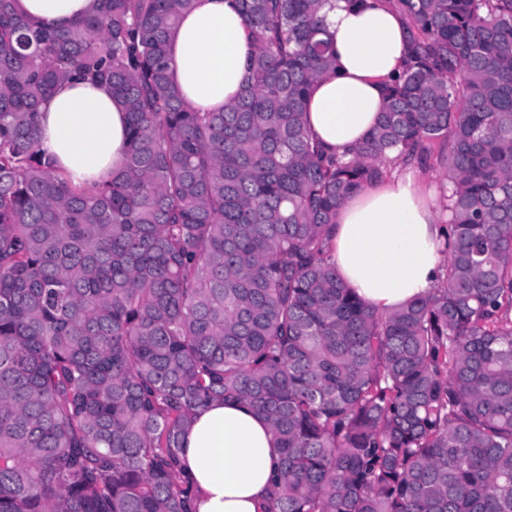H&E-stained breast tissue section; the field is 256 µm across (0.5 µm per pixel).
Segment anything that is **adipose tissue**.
Listing matches in <instances>:
<instances>
[{
    "instance_id": "adipose-tissue-1",
    "label": "adipose tissue",
    "mask_w": 512,
    "mask_h": 512,
    "mask_svg": "<svg viewBox=\"0 0 512 512\" xmlns=\"http://www.w3.org/2000/svg\"><path fill=\"white\" fill-rule=\"evenodd\" d=\"M93 0H16L35 21L63 25ZM335 69L312 85L307 125L341 153L375 126L386 89L404 63L410 32L389 0H324ZM238 0H194L169 34V77L200 112H217L242 88L252 49ZM39 150L77 187L90 189L120 174L128 144L127 115L109 85L72 79L40 105ZM420 168L363 189L340 208L331 230L336 272L376 311L425 296L444 278L446 229L426 201ZM280 454L263 416L238 402L198 410L182 440L185 475L196 487L194 512H260Z\"/></svg>"
}]
</instances>
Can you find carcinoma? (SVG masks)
Here are the masks:
<instances>
[{
    "label": "carcinoma",
    "instance_id": "cac0c4a2",
    "mask_svg": "<svg viewBox=\"0 0 512 512\" xmlns=\"http://www.w3.org/2000/svg\"><path fill=\"white\" fill-rule=\"evenodd\" d=\"M193 2L61 26L0 0V512H190L181 438L216 401L271 426L267 512H512V0H396L405 63L348 158L306 122L323 0H239L253 47L220 112L168 76ZM74 76L128 115L124 171L91 193L38 149ZM436 144L444 279L379 314L331 228Z\"/></svg>",
    "mask_w": 512,
    "mask_h": 512
}]
</instances>
